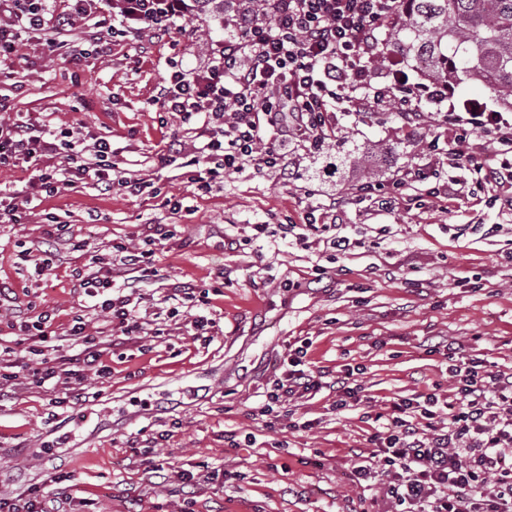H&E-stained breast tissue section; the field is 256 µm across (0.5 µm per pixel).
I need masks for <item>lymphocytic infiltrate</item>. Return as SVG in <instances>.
<instances>
[{
	"instance_id": "obj_1",
	"label": "lymphocytic infiltrate",
	"mask_w": 512,
	"mask_h": 512,
	"mask_svg": "<svg viewBox=\"0 0 512 512\" xmlns=\"http://www.w3.org/2000/svg\"><path fill=\"white\" fill-rule=\"evenodd\" d=\"M0 0V63L20 51V28L43 31L51 50L68 51L78 18L96 0ZM184 0H112L124 18L145 25L154 38L169 35V21L182 12ZM227 0L224 24L234 30L213 59L193 71L172 65L153 100L162 111L187 120L204 118L205 139L188 161V180L206 183L219 171L214 155L224 157L223 170L252 178L266 170L289 168V137L322 147L332 132L331 99L337 90L381 97L373 82V65L382 36L398 20L401 0H266L268 11L255 15ZM464 124L492 137L503 153L512 154V125L502 113L468 101ZM0 100V167L24 161L40 168L39 191L58 187L78 192L94 185L101 193L115 190L132 196L148 186L123 175L112 160V146L96 139L90 156L59 157L56 144L31 133L29 123L7 114ZM75 276L86 297L107 314L109 346L153 335L144 298L132 282H117L99 258L77 268ZM84 316H73L58 332L50 315L18 323L19 341L28 353L23 365L0 348L4 378L30 383L49 392V407L76 398L77 382L87 374L109 377L104 351L86 332ZM306 347L288 353V366L270 392L272 403L315 396L334 384L343 406L371 407L352 367L338 371L333 382L305 366ZM452 345L443 356L450 365L452 390L433 383L421 397L390 400L381 412L382 429L370 438L368 455L352 466L354 481H380L376 512H512V379L486 370L483 360L456 361Z\"/></svg>"
}]
</instances>
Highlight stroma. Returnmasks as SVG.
<instances>
[{
	"label": "stroma",
	"instance_id": "obj_1",
	"mask_svg": "<svg viewBox=\"0 0 512 512\" xmlns=\"http://www.w3.org/2000/svg\"><path fill=\"white\" fill-rule=\"evenodd\" d=\"M226 36L205 16L182 15L169 39L133 34L77 68L49 51L42 31L21 33L0 98L44 138L68 128L82 148L108 140L120 171L149 179L158 194L89 187L39 196L24 223L0 226V283L57 325L83 312L104 342L110 327L78 290L67 242L43 280L20 264V251L42 248L49 213L106 258L113 245H142L146 222L171 234L153 244L159 274L141 282L161 302L160 336L106 352L111 377L88 376L76 403L52 411L41 389L0 385V498L36 485L52 499H90L88 512H370L378 486L349 472L378 423L334 409L329 389L289 404L312 430H290L284 418L272 430L260 416L289 350L308 343L311 368L332 375L363 368L358 381L380 404L447 381L437 349L450 342L512 374V178L489 182L457 163L458 127L445 107L422 102L425 121L409 131L393 99L339 92L328 147L289 148V182L271 170L201 189L181 163L161 164L169 142L188 156L203 144L201 119L151 104L171 60L204 66ZM341 143L371 155L373 167L349 162L325 176ZM391 146L394 161L385 157ZM410 168L424 179L405 178ZM341 197L351 200L343 233L364 247L337 256L317 237L282 235L281 225ZM170 198L186 210H170ZM92 214L99 223H89ZM197 315L214 321L200 336L190 326ZM143 431L155 439L159 471L145 470L132 446ZM185 471L193 481L182 480Z\"/></svg>",
	"mask_w": 512,
	"mask_h": 512
}]
</instances>
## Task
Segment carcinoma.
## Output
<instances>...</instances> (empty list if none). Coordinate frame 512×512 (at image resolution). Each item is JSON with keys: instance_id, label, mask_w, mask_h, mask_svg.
<instances>
[{"instance_id": "carcinoma-1", "label": "carcinoma", "mask_w": 512, "mask_h": 512, "mask_svg": "<svg viewBox=\"0 0 512 512\" xmlns=\"http://www.w3.org/2000/svg\"><path fill=\"white\" fill-rule=\"evenodd\" d=\"M191 15L224 25V0H187ZM394 54L423 75L479 83L512 110V0H402L380 58Z\"/></svg>"}]
</instances>
